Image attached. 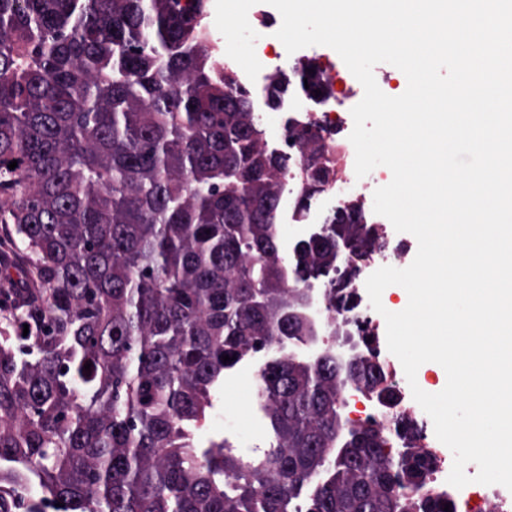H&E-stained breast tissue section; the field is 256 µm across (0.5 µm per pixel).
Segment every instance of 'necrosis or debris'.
<instances>
[{
  "mask_svg": "<svg viewBox=\"0 0 512 512\" xmlns=\"http://www.w3.org/2000/svg\"><path fill=\"white\" fill-rule=\"evenodd\" d=\"M275 21L265 18L261 21L262 33L255 43V53L262 65L256 78L262 86L283 85L287 91L278 104H271L269 97L254 99L252 115L259 123L278 121L283 132L278 137L264 140L263 145L288 157V184H296L304 171V155L297 147L291 146L285 136L286 130L313 128L322 137V146L326 152L325 165L337 171L341 183L355 180V150L349 140L354 121L344 106L325 109L323 103L316 101L301 88L300 73L310 59L304 50L295 53L279 52L272 48ZM335 206L326 205L323 195H315L304 210L296 207L288 209V235L286 244H293L303 237L313 235L316 225L329 223L335 214ZM402 257L395 251H382L368 259L364 266L358 267L353 276L348 295L351 303L348 309H341L337 301L331 300L330 290L336 285L335 276L325 277L319 288L313 293L314 310L317 322L324 332L319 350L324 354H338L339 334L343 328H350L362 345L379 347L378 326L365 299L367 278L383 266H399ZM452 464L446 457H437L433 476L429 478L425 490L430 495L448 494L465 508V512H512V496L501 492L498 486H475L468 484L455 488L448 484L447 477Z\"/></svg>",
  "mask_w": 512,
  "mask_h": 512,
  "instance_id": "obj_1",
  "label": "necrosis or debris"
}]
</instances>
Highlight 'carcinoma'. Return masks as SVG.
Masks as SVG:
<instances>
[{"instance_id":"cac0c4a2","label":"carcinoma","mask_w":512,"mask_h":512,"mask_svg":"<svg viewBox=\"0 0 512 512\" xmlns=\"http://www.w3.org/2000/svg\"><path fill=\"white\" fill-rule=\"evenodd\" d=\"M204 0H0V224L36 256L0 326V512L29 486L62 512H456L426 484L414 421L342 423L337 393L391 390L294 343L336 245L376 239L345 209L279 257L286 156L202 33ZM17 167L9 169L12 161ZM330 176L308 177L297 209ZM303 284L287 287L288 278ZM29 333L23 334L24 325ZM292 338L259 376L269 448L248 461L193 432L224 373ZM231 357L223 362V356ZM92 363L85 372L84 364Z\"/></svg>"}]
</instances>
